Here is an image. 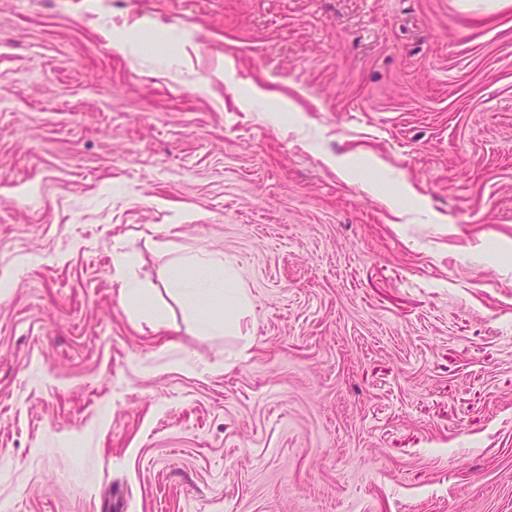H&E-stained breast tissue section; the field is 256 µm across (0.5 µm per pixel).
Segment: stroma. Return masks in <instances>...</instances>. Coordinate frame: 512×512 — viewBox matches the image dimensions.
I'll use <instances>...</instances> for the list:
<instances>
[{"mask_svg":"<svg viewBox=\"0 0 512 512\" xmlns=\"http://www.w3.org/2000/svg\"><path fill=\"white\" fill-rule=\"evenodd\" d=\"M0 512H512V0H0ZM234 283L235 275L224 260L200 252L188 254L171 267L167 290L186 302L199 333L225 331L248 342L249 333L242 334L240 324L248 309V299ZM205 301L207 307L198 306ZM211 307L220 311L212 312ZM129 259L121 258L116 264L115 279L119 283V297L122 304L137 313L144 314L154 321L156 328L162 325V317L154 306L150 292L140 282L129 275ZM155 328V329H156Z\"/></svg>","mask_w":512,"mask_h":512,"instance_id":"obj_1","label":"stroma"}]
</instances>
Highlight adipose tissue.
Returning <instances> with one entry per match:
<instances>
[{
	"label": "adipose tissue",
	"instance_id": "ef3b65f1",
	"mask_svg": "<svg viewBox=\"0 0 512 512\" xmlns=\"http://www.w3.org/2000/svg\"><path fill=\"white\" fill-rule=\"evenodd\" d=\"M128 268L125 258L116 265L115 279L122 304L151 317L154 323H161V314L150 292L129 275ZM168 287L186 302L199 333L240 334V319L247 312L248 299L242 289L236 288L235 275L221 258L202 252L188 254L171 267Z\"/></svg>",
	"mask_w": 512,
	"mask_h": 512
}]
</instances>
